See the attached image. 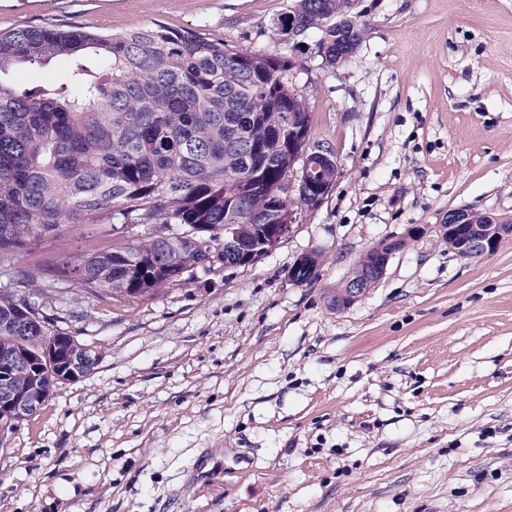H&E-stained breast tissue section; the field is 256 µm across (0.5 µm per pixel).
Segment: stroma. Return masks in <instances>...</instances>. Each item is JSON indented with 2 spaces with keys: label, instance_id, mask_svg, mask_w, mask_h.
<instances>
[{
  "label": "stroma",
  "instance_id": "stroma-1",
  "mask_svg": "<svg viewBox=\"0 0 512 512\" xmlns=\"http://www.w3.org/2000/svg\"><path fill=\"white\" fill-rule=\"evenodd\" d=\"M289 0H0V33L157 24L269 50ZM337 70L295 53L315 138L339 176L278 248L196 269L157 296L58 284L55 327L102 354L0 433V512H512V237L463 258L449 211L512 221V0H358ZM425 232L413 238L410 228ZM108 224L30 240L16 265L134 244ZM403 236L355 304L330 298ZM318 252V275L288 278ZM222 465L190 484L196 458Z\"/></svg>",
  "mask_w": 512,
  "mask_h": 512
}]
</instances>
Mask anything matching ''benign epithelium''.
<instances>
[{"mask_svg": "<svg viewBox=\"0 0 512 512\" xmlns=\"http://www.w3.org/2000/svg\"><path fill=\"white\" fill-rule=\"evenodd\" d=\"M321 141L305 139L296 142L288 140V151L295 155V160L288 168L283 186L290 195L301 196L305 193L309 181L305 177V165L320 153ZM453 223L439 225V234L448 243V248L462 257H470L475 252L493 254L500 241L512 233V225L497 224L484 237L476 232L479 228L472 224L473 211L460 209L452 212ZM295 214L288 215V223L276 224L262 235L261 249H248L241 245L237 230L228 225L224 228V246L241 250L242 260H254L258 254L268 253L288 237L297 223ZM404 237L381 240L370 247L357 263L356 277L336 291L331 299L332 307L342 310L358 301L367 291L374 287L386 271L391 257L402 250ZM18 303L9 313L5 324L24 331L37 329L39 347L31 352L22 353V360L32 370L34 382L25 391L12 389L5 377L8 376L17 356L10 352L0 353V429L5 431L16 427L32 416L45 403L53 388L61 384L72 383L93 370L101 361V354L96 347L81 343L74 336L52 329H46V315L42 307L32 303L24 289L17 290Z\"/></svg>", "mask_w": 512, "mask_h": 512, "instance_id": "obj_1", "label": "benign epithelium"}]
</instances>
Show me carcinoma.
Returning <instances> with one entry per match:
<instances>
[{
    "mask_svg": "<svg viewBox=\"0 0 512 512\" xmlns=\"http://www.w3.org/2000/svg\"><path fill=\"white\" fill-rule=\"evenodd\" d=\"M353 0H290L280 17L322 38L345 22L359 44L365 24ZM55 59L68 69L50 84L17 87L0 80V267L13 264L31 238L65 224H207L200 247L160 235L131 246L143 264L129 274L123 249L98 251L84 263L88 292L149 298L174 276L203 266L233 224L258 241L257 224H280L307 208L280 196L286 150L278 133L311 132L306 94H291L288 50L229 51L199 35L157 27L99 35L22 26L0 35V74ZM316 160L319 185L333 173L336 151ZM71 265L18 273L19 288L45 296L71 280Z\"/></svg>",
    "mask_w": 512,
    "mask_h": 512,
    "instance_id": "cac0c4a2",
    "label": "carcinoma"
}]
</instances>
